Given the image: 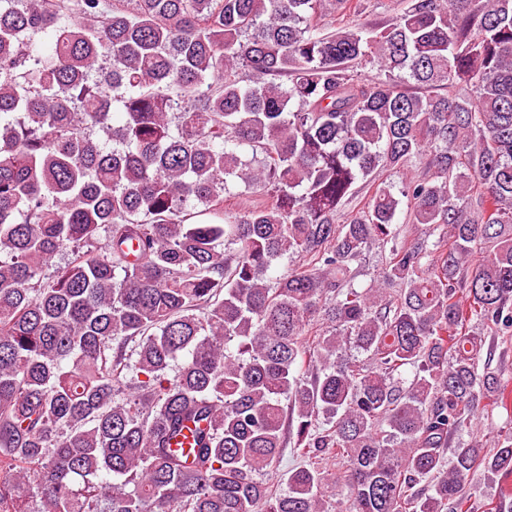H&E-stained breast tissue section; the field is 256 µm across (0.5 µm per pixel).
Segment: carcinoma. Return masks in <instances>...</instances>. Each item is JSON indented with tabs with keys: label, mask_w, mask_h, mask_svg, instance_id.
I'll return each mask as SVG.
<instances>
[{
	"label": "carcinoma",
	"mask_w": 512,
	"mask_h": 512,
	"mask_svg": "<svg viewBox=\"0 0 512 512\" xmlns=\"http://www.w3.org/2000/svg\"><path fill=\"white\" fill-rule=\"evenodd\" d=\"M349 11L0 0V512H470L512 476V430L463 437L512 406V0ZM406 3V0H354L352 4L356 6V10L353 11L352 8L351 13H347L343 21H340L341 17L336 15V26L339 23L351 22L382 25L390 22L400 13ZM399 223L397 224L400 228V239L404 238H422L426 239L429 244L434 242L438 236L441 228L433 229V226L426 224H405L403 222V215H399ZM390 245L375 244L366 250L360 260L354 264L357 277L354 281L356 288H367L379 280L384 269L386 258L389 256ZM506 420L505 412L495 410L492 415L490 413L489 415L485 414L481 421L472 422L470 427L464 431V438L468 439L469 435H473L477 440L484 443L485 448H490L498 429L505 426ZM299 462L300 458L294 451L293 443L290 445L287 444L286 447L283 448V452L276 469L266 476V481L275 486L279 485L284 487L285 484L283 483V479L287 477L286 474L288 473V470L298 466ZM498 489L499 485L497 483V480L487 477V475L481 471H477L472 480L470 490L473 498L477 500L476 503L473 505L475 511L482 512L483 509L479 508L480 501L482 502V500H484L485 498L494 495L495 493L498 492Z\"/></svg>",
	"instance_id": "1"
}]
</instances>
